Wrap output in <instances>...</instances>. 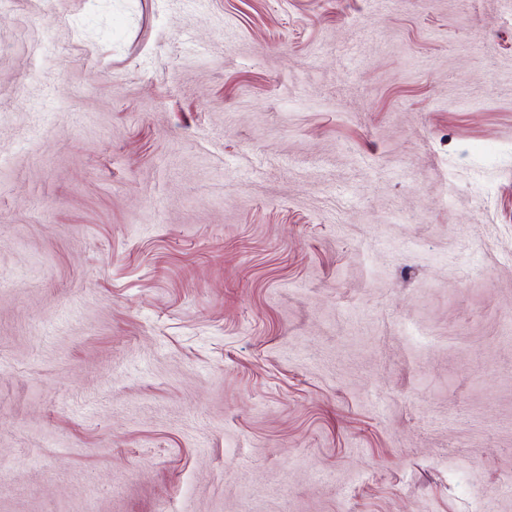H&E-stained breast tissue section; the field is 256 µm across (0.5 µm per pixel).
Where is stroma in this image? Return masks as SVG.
<instances>
[{
  "instance_id": "obj_1",
  "label": "stroma",
  "mask_w": 512,
  "mask_h": 512,
  "mask_svg": "<svg viewBox=\"0 0 512 512\" xmlns=\"http://www.w3.org/2000/svg\"><path fill=\"white\" fill-rule=\"evenodd\" d=\"M0 512H512V0H0Z\"/></svg>"
}]
</instances>
